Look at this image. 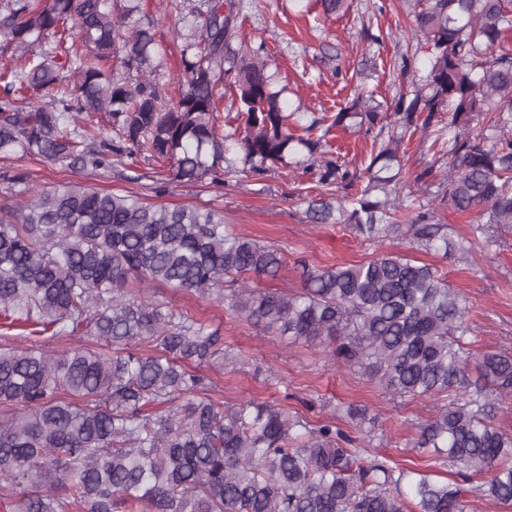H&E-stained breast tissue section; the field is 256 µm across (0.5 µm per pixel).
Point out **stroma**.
Here are the masks:
<instances>
[{"mask_svg":"<svg viewBox=\"0 0 512 512\" xmlns=\"http://www.w3.org/2000/svg\"><path fill=\"white\" fill-rule=\"evenodd\" d=\"M169 3L144 0V9L157 23V39L164 49L163 79L168 98L174 101L180 91L181 62ZM242 5L240 41L251 48L263 47L276 87L304 117L335 114L345 100L363 90L374 92L379 102H394L407 88L408 71L427 65L424 53L407 50L413 22L401 0H347L343 12L327 19L321 18L316 0H243ZM366 29L379 36V43L363 41ZM328 140L331 155L349 169L359 171L368 164L373 137L365 130L337 128ZM129 174L120 161L105 170L75 172L46 160L0 157V211L24 188L51 190L66 183L134 191L151 203L215 208L223 211L225 223L237 233L284 251L279 277L258 280L260 289L303 288L301 269L295 263L299 257L310 266L323 267L362 262L374 253L373 246L345 225L306 223V205L294 191L316 190L314 169L274 170L261 176L240 173L226 177L221 185L207 180L175 183L163 193L142 182H129ZM496 236L497 246L474 249L465 260L401 248L417 263L436 267L465 296L471 349L477 355L512 348V225L498 227ZM149 295L220 328L225 348L238 354L237 363L220 370L206 368L213 399L269 402L305 415L313 424L333 423L348 433L354 430L348 405L368 406L379 418L369 454L431 472L442 481L453 480L451 467L428 460L414 448L418 425L435 415L440 399L386 393L354 369L329 360L321 344L292 343L267 334L221 301L170 288H154Z\"/></svg>","mask_w":512,"mask_h":512,"instance_id":"1","label":"stroma"}]
</instances>
